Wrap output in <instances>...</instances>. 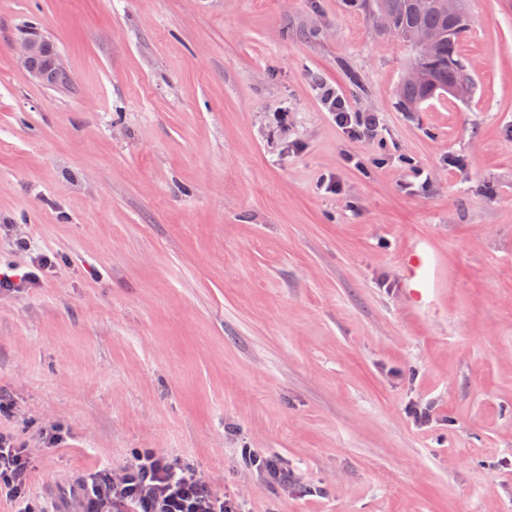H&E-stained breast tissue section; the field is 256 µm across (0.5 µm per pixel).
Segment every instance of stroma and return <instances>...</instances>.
<instances>
[{
	"label": "stroma",
	"mask_w": 512,
	"mask_h": 512,
	"mask_svg": "<svg viewBox=\"0 0 512 512\" xmlns=\"http://www.w3.org/2000/svg\"><path fill=\"white\" fill-rule=\"evenodd\" d=\"M468 3L471 96L405 112L412 51L360 0H0V224L57 257L0 297L41 512L145 448L248 512H512V0ZM27 37L68 86L19 67ZM320 100L336 127L350 139H368L380 127L374 113L352 110L346 99L331 88H324ZM403 267V284L409 296L415 301H422L434 288V262L425 249H412L401 258ZM242 457L246 462H250L256 469L265 472L275 481L284 482L288 478L287 470L284 469L276 460L261 456L251 449H243Z\"/></svg>",
	"instance_id": "stroma-1"
}]
</instances>
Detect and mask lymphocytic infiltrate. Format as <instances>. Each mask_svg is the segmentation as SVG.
<instances>
[{"label": "lymphocytic infiltrate", "mask_w": 512, "mask_h": 512, "mask_svg": "<svg viewBox=\"0 0 512 512\" xmlns=\"http://www.w3.org/2000/svg\"><path fill=\"white\" fill-rule=\"evenodd\" d=\"M321 103L348 138L368 139L380 127L374 113L352 110L333 89L323 90ZM13 244L29 261L0 267V293L25 292L57 265L54 254L35 248L28 237H14ZM30 463L26 446L14 434L0 431V492L24 500L23 512H36L25 501ZM82 489L85 512H246L238 498L218 494L189 469L148 448L138 452L133 467L91 476Z\"/></svg>", "instance_id": "obj_1"}]
</instances>
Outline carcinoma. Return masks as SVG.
<instances>
[{
  "label": "carcinoma",
  "mask_w": 512,
  "mask_h": 512,
  "mask_svg": "<svg viewBox=\"0 0 512 512\" xmlns=\"http://www.w3.org/2000/svg\"><path fill=\"white\" fill-rule=\"evenodd\" d=\"M458 7L448 12L447 0H371L372 9L386 14L393 27L404 35V42L420 51V42L427 35L434 38L432 55L420 59L428 64L431 81L402 82L398 89L399 102L410 103L427 96L433 87L445 88L461 82H471V73L463 65L459 42L466 33L468 21L465 0H457Z\"/></svg>",
  "instance_id": "carcinoma-1"
}]
</instances>
